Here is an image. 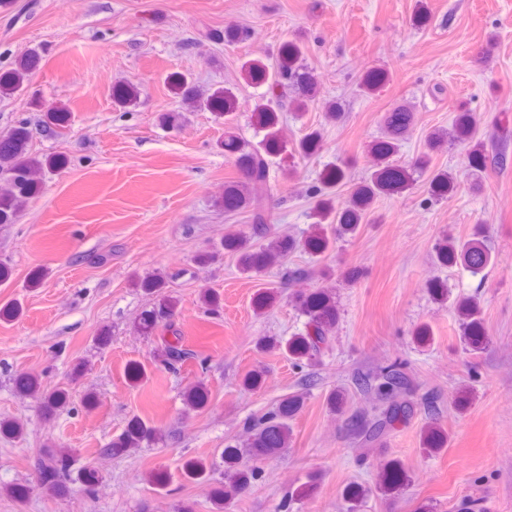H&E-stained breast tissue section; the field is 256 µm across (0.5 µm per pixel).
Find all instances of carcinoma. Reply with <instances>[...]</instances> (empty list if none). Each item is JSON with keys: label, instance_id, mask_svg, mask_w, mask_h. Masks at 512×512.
<instances>
[{"label": "carcinoma", "instance_id": "obj_1", "mask_svg": "<svg viewBox=\"0 0 512 512\" xmlns=\"http://www.w3.org/2000/svg\"><path fill=\"white\" fill-rule=\"evenodd\" d=\"M301 47L293 42H285L277 60L267 65L254 61L246 65L245 72L249 82L267 86L269 98L255 107L257 124L265 131L263 147L251 148L232 131H224V151L235 157V162L243 172L245 180L227 187L224 194V211L235 212L250 209L252 229L266 242L259 246L251 244L250 238L240 235H228L224 238V249L240 253L239 263L242 270L264 268L279 265L286 256L302 246L309 253L321 254L328 250L330 241L323 236H310L300 243L294 239L277 236L272 226L277 223L270 209L257 199L250 197L249 185L259 184L274 189L276 176L273 170V157L283 149L280 135L279 115L283 107L302 110L307 101L318 90V82L313 73L300 64ZM38 62L37 50H31L22 57L9 72L0 76V94L9 95L20 90L28 80L31 70ZM178 88L182 100L203 107L211 112L227 114L237 111L238 98L227 88L216 89L206 94L198 93L195 85L180 75L171 77ZM139 89L132 83L119 85L113 91L115 102L129 107L137 102ZM411 121L410 113L402 106L395 108L384 118V136L372 145L373 152L381 159V166L372 174L369 182L355 188L344 203L334 208L331 192L346 183L347 173L342 166H331L323 174L321 185L314 187V193L321 196L319 208L336 210V223L339 232L354 233L358 230L364 212L371 201L380 194H390L402 189L408 179V170L391 161L398 152L400 141ZM480 121L472 112H460L452 123V132L434 131L427 137L430 149H435L445 139L473 144L470 156V168L485 172L488 167L497 168L503 164V158L481 153L477 139ZM33 137L31 120L21 118L7 135L0 138V224L14 223L27 201L36 194L41 173L48 164L28 154L29 142ZM322 133L318 128H310L295 142L294 151L303 157L313 154L321 141ZM62 164L58 160L48 166L55 168ZM436 260L442 266L461 264L474 275L481 274L491 263V252L484 240L475 237L464 243L443 242L437 248ZM296 307L308 317L310 330L306 334L289 340L285 347L296 358H307L319 352L329 341L336 326V302L330 293L321 289L298 297ZM171 300L163 298L152 310L143 314L138 328L147 336H158L161 343V356L164 367L178 374L185 364L195 356L183 340L171 320ZM463 325L472 344L479 343L484 334L477 309L468 305L462 310ZM353 385L356 393L377 397L368 411L353 414L351 432L355 442L368 446L382 441L396 430V425L414 416L418 411L429 418L439 414L440 404L436 397L421 392L406 363L395 360L367 372H358ZM20 388L25 393L37 394L44 408L54 412L68 403V391L64 387L53 390L41 389L38 381L24 376ZM188 409H201L206 406L208 395L205 387L197 383L184 395ZM303 404L302 397L292 395L283 399L276 407L263 415L245 422V439L241 448L224 450V485L215 491L213 503L216 512H224V501L231 498L251 479L258 476V462L276 453L288 445L292 428L290 421ZM154 437V430L141 420L133 419L125 431L112 442L107 451L138 448L145 440ZM71 450L62 449L50 454L44 463V480L58 488L72 470ZM402 469L389 464L380 474L379 489H392L403 482Z\"/></svg>", "mask_w": 512, "mask_h": 512}]
</instances>
